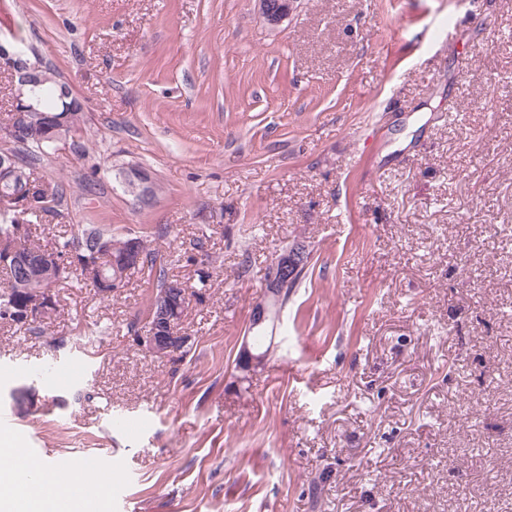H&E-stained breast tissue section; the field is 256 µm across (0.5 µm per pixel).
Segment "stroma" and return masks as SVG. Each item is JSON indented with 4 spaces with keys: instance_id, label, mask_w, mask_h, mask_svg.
<instances>
[{
    "instance_id": "35a3bbf8",
    "label": "stroma",
    "mask_w": 512,
    "mask_h": 512,
    "mask_svg": "<svg viewBox=\"0 0 512 512\" xmlns=\"http://www.w3.org/2000/svg\"><path fill=\"white\" fill-rule=\"evenodd\" d=\"M0 41L84 105L38 169L65 189L42 243L92 224L210 275L181 359L134 337L145 270L0 322V435L96 460L112 512H512V0H294L276 26L256 0H0ZM306 252V246L303 243H297L296 245L285 249L282 253L277 255L269 266L270 269L268 270L267 278L265 281L266 291L264 298L254 305L249 323V332H251V329L253 330L260 327L252 332L253 343L259 351L264 345L266 337L265 333L268 325L270 323H274V320L277 317L282 304L288 299V296L293 291V289L297 288L302 278L306 274L305 270L310 256L309 253L306 255ZM303 263L304 266L302 270L296 275L295 278L289 282L281 300L272 306V309L269 313V319L267 320V304L271 300L279 298L282 292V288L287 284L288 280L299 271ZM278 304L280 305L279 309L277 308Z\"/></svg>"
}]
</instances>
